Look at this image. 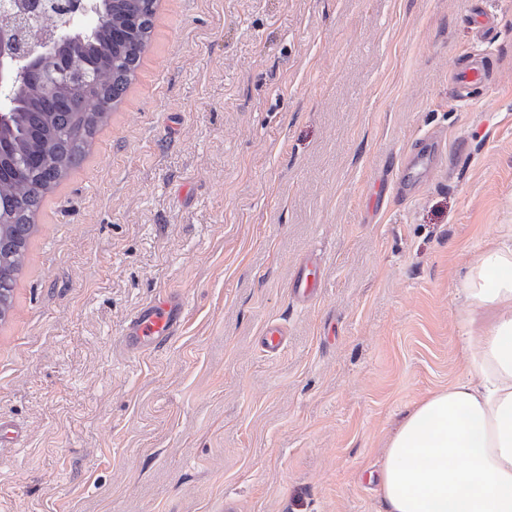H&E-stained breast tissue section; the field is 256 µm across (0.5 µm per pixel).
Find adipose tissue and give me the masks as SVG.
Wrapping results in <instances>:
<instances>
[{"mask_svg": "<svg viewBox=\"0 0 512 512\" xmlns=\"http://www.w3.org/2000/svg\"><path fill=\"white\" fill-rule=\"evenodd\" d=\"M461 293L491 322L461 343L466 377L390 435L378 474L386 512H512V246L483 252Z\"/></svg>", "mask_w": 512, "mask_h": 512, "instance_id": "1", "label": "adipose tissue"}]
</instances>
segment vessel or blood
Listing matches in <instances>:
<instances>
[{"label": "vessel or blood", "instance_id": "b4317fda", "mask_svg": "<svg viewBox=\"0 0 512 512\" xmlns=\"http://www.w3.org/2000/svg\"><path fill=\"white\" fill-rule=\"evenodd\" d=\"M454 86L460 98H467L473 88L480 87L491 91L492 82L486 77V63L482 56H474L472 62L456 70ZM433 149L426 148L410 153L403 160L397 177L400 189L422 183L432 168ZM321 269L316 265L302 266L291 284L294 297L310 300L318 289ZM182 323V307L170 296H162L144 306L130 321L127 330V343L138 348L144 343H161L174 336Z\"/></svg>", "mask_w": 512, "mask_h": 512}]
</instances>
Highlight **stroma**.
Listing matches in <instances>:
<instances>
[{"label": "stroma", "instance_id": "1", "mask_svg": "<svg viewBox=\"0 0 512 512\" xmlns=\"http://www.w3.org/2000/svg\"><path fill=\"white\" fill-rule=\"evenodd\" d=\"M475 53L498 83L462 101L449 73ZM423 140L437 164L399 196ZM502 243L512 0H158L0 321V512H385L387 440L465 377L459 288ZM165 293L179 334L131 348ZM321 268L318 265L302 266L291 283L292 294L303 301L310 300L318 289Z\"/></svg>", "mask_w": 512, "mask_h": 512}]
</instances>
